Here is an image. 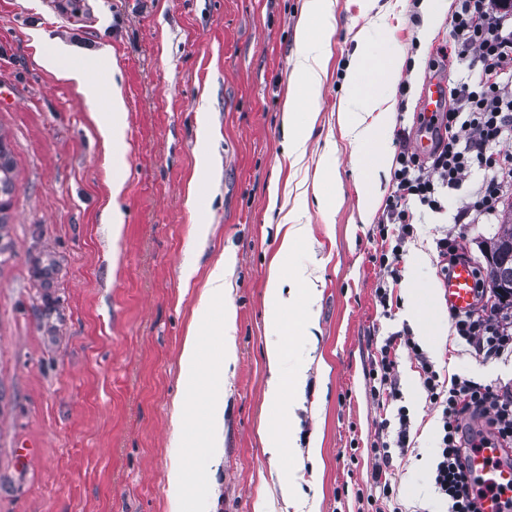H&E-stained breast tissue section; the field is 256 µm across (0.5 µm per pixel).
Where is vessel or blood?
I'll return each mask as SVG.
<instances>
[{
  "label": "vessel or blood",
  "mask_w": 512,
  "mask_h": 512,
  "mask_svg": "<svg viewBox=\"0 0 512 512\" xmlns=\"http://www.w3.org/2000/svg\"><path fill=\"white\" fill-rule=\"evenodd\" d=\"M474 272L469 263L454 266L444 280L443 298L449 310L464 313L474 307ZM508 451L487 445L469 449L468 465L479 483L478 506L481 512H502L505 496L512 495V466L505 464Z\"/></svg>",
  "instance_id": "b4317fda"
}]
</instances>
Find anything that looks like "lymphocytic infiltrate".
Listing matches in <instances>:
<instances>
[{"mask_svg": "<svg viewBox=\"0 0 512 512\" xmlns=\"http://www.w3.org/2000/svg\"><path fill=\"white\" fill-rule=\"evenodd\" d=\"M452 49L470 59L471 71L453 87V107L421 118L435 150L424 161L405 140L397 142L392 192L378 226L381 249L375 255L394 280L405 245L415 235V209L441 211L444 195L478 169L483 182L459 217H490L497 214L503 190L512 181V153L499 149L512 139V0H458L451 45L439 53ZM450 318L458 338L484 357L512 353V320L506 314L481 308L454 312ZM398 338L418 360L429 401L440 412L434 487L448 512H480L466 461L472 439L462 422L471 415L486 418V442L511 448L512 392L469 379L444 381L409 330L400 331Z\"/></svg>", "mask_w": 512, "mask_h": 512, "instance_id": "1", "label": "lymphocytic infiltrate"}]
</instances>
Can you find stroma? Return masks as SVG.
<instances>
[{
    "mask_svg": "<svg viewBox=\"0 0 512 512\" xmlns=\"http://www.w3.org/2000/svg\"><path fill=\"white\" fill-rule=\"evenodd\" d=\"M304 0H0V84L15 102L0 107V134L15 161L8 222L0 226V512H168L172 402L185 398L181 352L199 292L224 264L235 313L237 360L224 370V452L208 472L210 512H445L431 482L439 424L421 368L403 345L395 360L409 410L406 449H392L396 494L383 499L371 473L375 448L393 441V409L373 392L381 349L409 329L436 369L512 390V356L484 358L438 324L435 240L460 236L474 265L503 228L501 219L454 218L482 182L473 171L428 214L399 266L390 310L375 290L377 224L391 193V167H355L338 119L354 57H401L410 89L387 134L366 151L395 153V137L421 136L426 84L453 87L468 63L449 54V20L427 28V0H378L386 24L356 38L371 17L359 0H333L330 62L314 102L301 161L289 157L283 112L298 80L297 30ZM430 36H423V29ZM72 48L100 97L87 103L76 83L35 59L34 35ZM126 103L125 146L112 163L96 123L112 83ZM122 175L120 195L112 193ZM380 195L362 220V184ZM340 196L333 218L317 206ZM123 215L110 237L111 205ZM297 209L308 239L279 248L282 208ZM278 263L284 288L305 269L316 285L312 335H270L266 286ZM194 266L184 280L185 266ZM420 289L410 293L409 283ZM416 318H408L407 309ZM303 370L293 417L266 397L268 347ZM290 431L295 458L271 459L266 436ZM317 459H309L310 444ZM293 479L292 504L279 487Z\"/></svg>",
    "mask_w": 512,
    "mask_h": 512,
    "instance_id": "1",
    "label": "stroma"
}]
</instances>
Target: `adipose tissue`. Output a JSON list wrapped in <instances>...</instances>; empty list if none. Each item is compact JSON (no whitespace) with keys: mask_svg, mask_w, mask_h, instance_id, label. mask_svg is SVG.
I'll list each match as a JSON object with an SVG mask.
<instances>
[{"mask_svg":"<svg viewBox=\"0 0 512 512\" xmlns=\"http://www.w3.org/2000/svg\"><path fill=\"white\" fill-rule=\"evenodd\" d=\"M306 25L299 34L302 49L296 60L299 80L291 93L292 98L300 100L316 99L326 73L329 61L328 45L325 35L333 29L335 16L331 0H306ZM39 63L46 70L61 73L63 78L76 82L88 102H95L98 97L97 87L88 82L83 71L76 67L63 68L64 51L48 40H40L36 45ZM376 67L379 83L393 86L401 70V61L391 56L370 64L366 57L353 59L348 80L350 94L343 104L346 137L355 144L352 153L355 165L362 168L383 166V153L368 156L361 152V145L380 140L384 135L390 113V95H380L365 91L363 76L368 67Z\"/></svg>","mask_w":512,"mask_h":512,"instance_id":"1","label":"adipose tissue"}]
</instances>
